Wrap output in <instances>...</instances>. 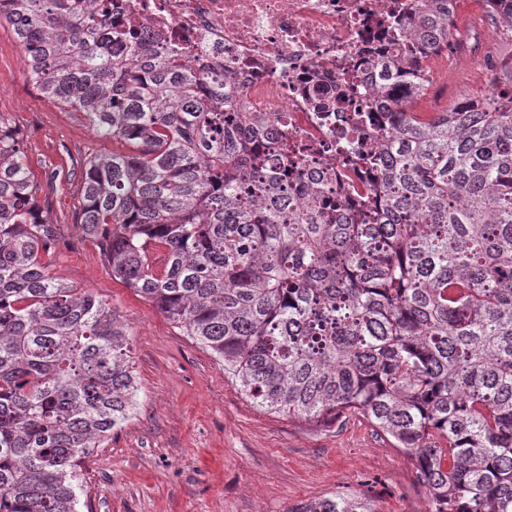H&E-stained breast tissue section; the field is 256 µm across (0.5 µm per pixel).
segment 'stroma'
<instances>
[{"label":"stroma","mask_w":512,"mask_h":512,"mask_svg":"<svg viewBox=\"0 0 512 512\" xmlns=\"http://www.w3.org/2000/svg\"><path fill=\"white\" fill-rule=\"evenodd\" d=\"M449 47L431 58V83L415 112H440L485 95L491 63L512 60L484 0H457ZM0 113L20 130L39 202L59 226L50 272L112 306L132 332L141 392L133 418L82 457L78 512H300L335 493L370 501L375 512H430L413 460L350 412L320 429L261 411L209 350L133 289L113 278L96 241L74 226L81 164L119 149L86 115L53 102L27 76L9 26L0 27ZM72 173L64 189L48 185Z\"/></svg>","instance_id":"obj_1"}]
</instances>
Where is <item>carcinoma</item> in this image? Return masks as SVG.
Masks as SVG:
<instances>
[{
	"mask_svg": "<svg viewBox=\"0 0 512 512\" xmlns=\"http://www.w3.org/2000/svg\"><path fill=\"white\" fill-rule=\"evenodd\" d=\"M418 49L376 64L350 117L359 205L305 182L279 118L224 79L91 22L106 0H0L42 94L127 152L83 162L77 227L112 277L211 351L258 409L349 412L415 461L430 512H512V62L484 100L424 115L455 0H419ZM512 37V0H485ZM282 169L269 165L268 150ZM0 114V512H77L78 461L138 409L130 332L50 275L55 224ZM165 250L162 268L150 251ZM303 512H373L326 498Z\"/></svg>",
	"mask_w": 512,
	"mask_h": 512,
	"instance_id": "obj_1",
	"label": "carcinoma"
}]
</instances>
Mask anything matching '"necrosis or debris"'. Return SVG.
<instances>
[{
  "mask_svg": "<svg viewBox=\"0 0 512 512\" xmlns=\"http://www.w3.org/2000/svg\"><path fill=\"white\" fill-rule=\"evenodd\" d=\"M415 0H113L145 41L222 75L238 110L280 116L273 137L310 148L312 176L342 193L364 179L348 152L344 91L368 96L370 59L415 48Z\"/></svg>",
  "mask_w": 512,
  "mask_h": 512,
  "instance_id": "4bbe7bcc",
  "label": "necrosis or debris"
}]
</instances>
